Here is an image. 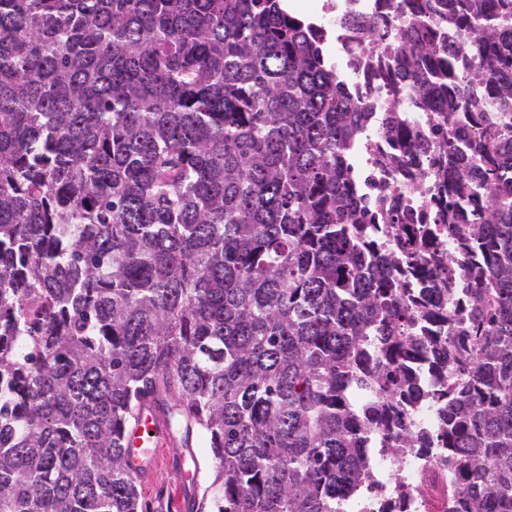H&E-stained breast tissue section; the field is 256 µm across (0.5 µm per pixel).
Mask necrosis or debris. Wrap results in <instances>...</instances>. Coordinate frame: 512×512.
<instances>
[{
	"label": "necrosis or debris",
	"instance_id": "1",
	"mask_svg": "<svg viewBox=\"0 0 512 512\" xmlns=\"http://www.w3.org/2000/svg\"><path fill=\"white\" fill-rule=\"evenodd\" d=\"M291 9L299 16L316 21L328 37L326 53L348 86L370 97L375 117L362 129L352 157L354 166L365 171L371 180L364 188L370 210L379 211L382 192L392 191L401 194L417 220L430 217L437 202V188L432 185L427 191L418 192L412 176L419 171H434L435 160L414 156L407 163L391 164L390 159L398 154L399 148L394 140L385 136L380 118L388 98L382 93H368L364 83V73L375 48L363 34L340 26L343 14L353 12L373 18L384 14V7L378 0H292ZM447 458L448 451L443 447L432 449L424 457H405L399 464L385 455L378 460L375 475L384 486H401L409 497L407 512H429L427 493L447 492L449 484L457 482L460 475L458 469L448 466Z\"/></svg>",
	"mask_w": 512,
	"mask_h": 512
}]
</instances>
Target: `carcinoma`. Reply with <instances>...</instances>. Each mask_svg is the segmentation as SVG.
Returning <instances> with one entry per match:
<instances>
[{
  "instance_id": "1",
  "label": "carcinoma",
  "mask_w": 512,
  "mask_h": 512,
  "mask_svg": "<svg viewBox=\"0 0 512 512\" xmlns=\"http://www.w3.org/2000/svg\"><path fill=\"white\" fill-rule=\"evenodd\" d=\"M392 2L399 28L342 25L393 46L382 122L398 160L438 157L455 275L421 276L399 201L371 219L367 103L286 0H0V512H148L145 402L207 449L186 512H407L371 449L438 443L446 512H512V0ZM459 290L451 342L418 335Z\"/></svg>"
}]
</instances>
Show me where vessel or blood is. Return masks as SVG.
<instances>
[{"mask_svg": "<svg viewBox=\"0 0 512 512\" xmlns=\"http://www.w3.org/2000/svg\"><path fill=\"white\" fill-rule=\"evenodd\" d=\"M126 439L131 449L133 475L140 480L147 479L159 458L160 448L170 439L165 417L152 407L140 408Z\"/></svg>", "mask_w": 512, "mask_h": 512, "instance_id": "vessel-or-blood-1", "label": "vessel or blood"}]
</instances>
